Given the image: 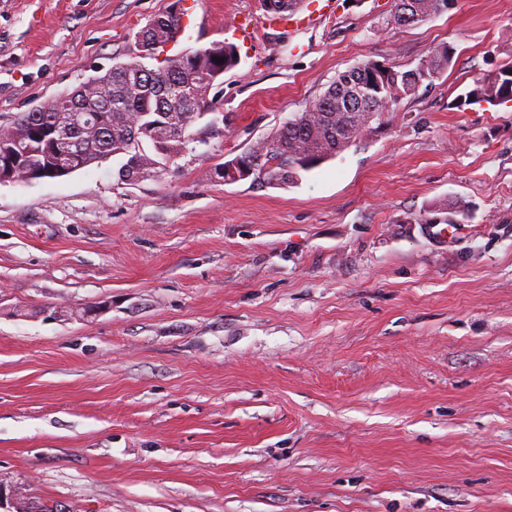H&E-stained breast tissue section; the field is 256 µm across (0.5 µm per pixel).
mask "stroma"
<instances>
[{
	"mask_svg": "<svg viewBox=\"0 0 512 512\" xmlns=\"http://www.w3.org/2000/svg\"><path fill=\"white\" fill-rule=\"evenodd\" d=\"M173 2L0 0V125L130 61ZM334 2L291 28L183 0L168 54L239 50L223 119L147 179L0 185L1 481L72 512H512V101L457 104L512 66V0L409 26ZM445 44L443 77L335 158L225 180L339 72Z\"/></svg>",
	"mask_w": 512,
	"mask_h": 512,
	"instance_id": "stroma-1",
	"label": "stroma"
}]
</instances>
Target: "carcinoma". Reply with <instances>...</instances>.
Here are the masks:
<instances>
[{"label":"carcinoma","mask_w":512,"mask_h":512,"mask_svg":"<svg viewBox=\"0 0 512 512\" xmlns=\"http://www.w3.org/2000/svg\"><path fill=\"white\" fill-rule=\"evenodd\" d=\"M264 11L283 15L300 7L302 0H262ZM441 0H397L394 22L419 24L437 14ZM181 8L154 17L135 38L136 53L132 61L112 66V98L90 102L99 122L96 137L70 136L69 149L55 141L54 126L65 112L85 104L84 87L65 93L39 112H31L28 135V159L36 165L39 177L58 176L56 160L65 152L63 161L69 162L74 172L93 164H101L110 154L128 160L121 154L133 146L135 133L147 124L161 126L179 124L190 119L191 105L182 96L197 98V108L214 110L208 94L223 77L224 72L240 63L237 46L226 41L212 43L191 52L196 64H184L186 54L166 57L159 66L149 67L146 59L157 57V51L181 36L183 29ZM454 52L447 46L432 50L409 70L400 71L374 60H365L336 75L321 96L304 111L295 114L297 123L281 126L267 139L254 143L240 159L264 157V165L254 169L250 178L263 185L278 176L288 185L299 172L310 171L351 145L357 134L370 127L379 115L389 111L400 100L416 94L424 83L439 79L452 63ZM224 62L217 63L215 58ZM359 89L360 102L353 107L345 105L343 93L348 86ZM512 101V67L488 74L475 82L464 104L486 103L488 106ZM19 512H70L67 504L44 501L24 495L18 502Z\"/></svg>","instance_id":"obj_1"}]
</instances>
